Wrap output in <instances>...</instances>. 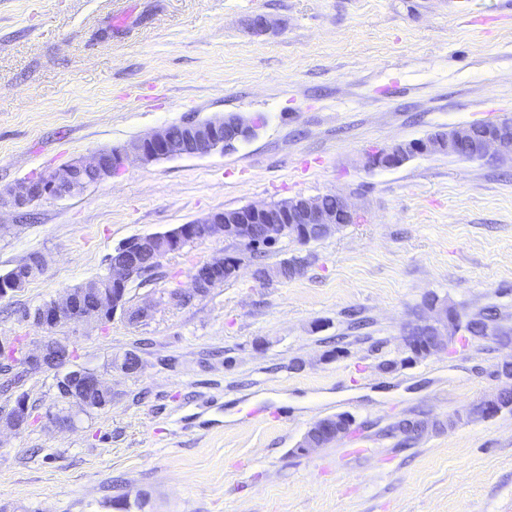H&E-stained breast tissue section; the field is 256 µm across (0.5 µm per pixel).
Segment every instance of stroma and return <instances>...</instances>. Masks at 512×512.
I'll list each match as a JSON object with an SVG mask.
<instances>
[{"label":"stroma","mask_w":512,"mask_h":512,"mask_svg":"<svg viewBox=\"0 0 512 512\" xmlns=\"http://www.w3.org/2000/svg\"><path fill=\"white\" fill-rule=\"evenodd\" d=\"M270 26L256 31L255 15ZM265 117L228 151L129 162L81 192L0 211V274L45 272L0 299V341L71 342L112 403L51 422L56 371L6 387L32 418L0 430V512H116L115 482L145 512H512V407L469 416L499 389L512 346L471 337L412 358L402 336L430 296L512 330V162L366 153L512 115V0H0V188L186 118ZM345 195L358 223L270 263L197 240L131 283L111 321L40 328L24 310L101 276L124 240L209 212ZM240 256L232 277L181 305L195 267ZM136 352L139 374L112 372ZM354 431L296 451L316 421ZM428 420L412 442L403 418ZM273 252L272 249H258L253 252L255 258V273L260 274L264 270L272 266H278L282 271V281L290 280L294 278L295 274L288 270L289 265H298V262L295 259L291 260H281L276 264H268L266 259L269 257V253ZM256 279L265 283H273L281 280L280 272L278 269L267 270L263 272L260 276L256 275ZM46 261L41 254H32L8 273L0 275V297L6 298L20 291L36 276L42 274Z\"/></svg>","instance_id":"35a3bbf8"}]
</instances>
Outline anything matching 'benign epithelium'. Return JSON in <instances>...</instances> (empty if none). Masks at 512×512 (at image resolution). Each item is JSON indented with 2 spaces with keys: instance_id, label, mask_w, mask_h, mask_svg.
<instances>
[{
  "instance_id": "1",
  "label": "benign epithelium",
  "mask_w": 512,
  "mask_h": 512,
  "mask_svg": "<svg viewBox=\"0 0 512 512\" xmlns=\"http://www.w3.org/2000/svg\"><path fill=\"white\" fill-rule=\"evenodd\" d=\"M185 133L176 137L170 127L163 126L151 133L121 146L103 149L90 157H78L63 168L43 173L36 179L24 181L0 193V206L24 208L43 199H56L77 193L90 184L102 182L121 171L131 161L144 164L158 159L222 151L224 146H235L253 139L262 127L259 117H244L227 113L213 118L182 122ZM473 126L451 130L448 136L437 132L408 142L397 143L387 149L366 153L364 166L368 169H391L401 166L418 155L448 154L467 158ZM480 160H512V116H505L489 125L482 135ZM336 208L323 206L322 198L297 197L286 203L251 204L233 210L216 211L200 220L184 224L162 233L134 236L106 259V273L88 280L63 295L43 304L28 316L37 327L55 328L94 319L100 323L112 320L117 310H126L130 283L146 271L145 264L160 263L167 256L184 248L189 239L223 237L238 244L245 251L262 241L277 243L291 237L303 244L313 241L310 226L326 237L359 219L360 213L349 199L335 195ZM46 261L41 254H32L8 273L0 275V297L6 298L20 291L36 276L42 274ZM238 268V259L228 256L213 258L195 268L192 291L203 295L224 283L226 269ZM426 314L420 317L421 336H403L406 348L416 357H427L448 350L458 339L457 312L442 301L427 300ZM72 351L68 342L55 338L42 341L33 349L23 352L19 365L27 371L54 370L70 362ZM113 370L126 375L138 373L140 358L118 357L112 360ZM500 375L506 383L494 394L483 398L470 411V415L488 418L501 410V401L512 396V357L505 359ZM59 386L65 401L79 411L97 402L102 406L112 403V389L99 375L89 369L77 367L60 378ZM29 408L21 402L16 409L0 416V427L20 432L28 423ZM353 425L343 414L315 422L297 446L299 453L308 455L326 441H337Z\"/></svg>"
}]
</instances>
